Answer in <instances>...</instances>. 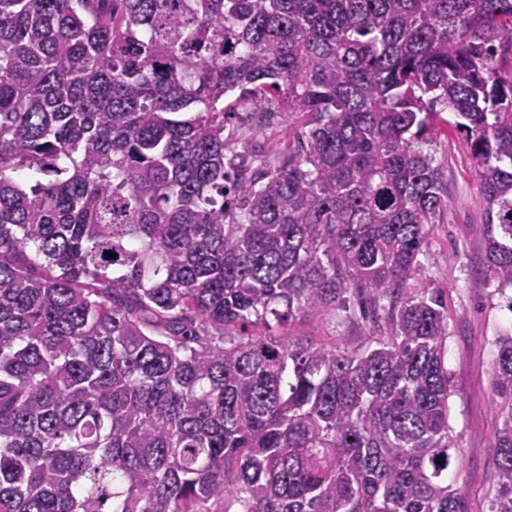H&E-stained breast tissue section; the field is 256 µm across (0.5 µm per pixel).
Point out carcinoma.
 I'll list each match as a JSON object with an SVG mask.
<instances>
[{
  "instance_id": "cac0c4a2",
  "label": "carcinoma",
  "mask_w": 512,
  "mask_h": 512,
  "mask_svg": "<svg viewBox=\"0 0 512 512\" xmlns=\"http://www.w3.org/2000/svg\"><path fill=\"white\" fill-rule=\"evenodd\" d=\"M443 112L512 287V0H0V512H467L408 288ZM351 289L363 348L288 335ZM285 128V123H282L278 126L261 130L256 133L255 141L265 146L266 149L275 150L276 148L280 151L288 143Z\"/></svg>"
}]
</instances>
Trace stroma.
Listing matches in <instances>:
<instances>
[{"label": "stroma", "mask_w": 512, "mask_h": 512, "mask_svg": "<svg viewBox=\"0 0 512 512\" xmlns=\"http://www.w3.org/2000/svg\"><path fill=\"white\" fill-rule=\"evenodd\" d=\"M431 153L448 182L451 203L430 228L419 256L422 272L410 287L417 294L440 293L448 315L444 350L451 390L449 436L455 448L448 481L464 494L468 512H490V444L502 422L491 372L495 339L512 328V312L483 274V246L473 232L482 221L483 206L474 163L462 138L454 131L437 137ZM368 330L359 313L340 311L330 317L309 316L291 332L354 351L364 345Z\"/></svg>", "instance_id": "obj_1"}]
</instances>
